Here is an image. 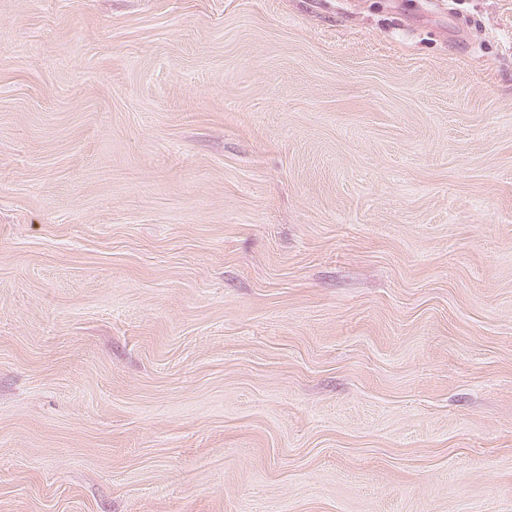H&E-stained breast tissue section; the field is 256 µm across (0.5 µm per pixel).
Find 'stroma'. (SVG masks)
<instances>
[{
    "instance_id": "35a3bbf8",
    "label": "stroma",
    "mask_w": 512,
    "mask_h": 512,
    "mask_svg": "<svg viewBox=\"0 0 512 512\" xmlns=\"http://www.w3.org/2000/svg\"><path fill=\"white\" fill-rule=\"evenodd\" d=\"M0 512H512V0H0Z\"/></svg>"
}]
</instances>
